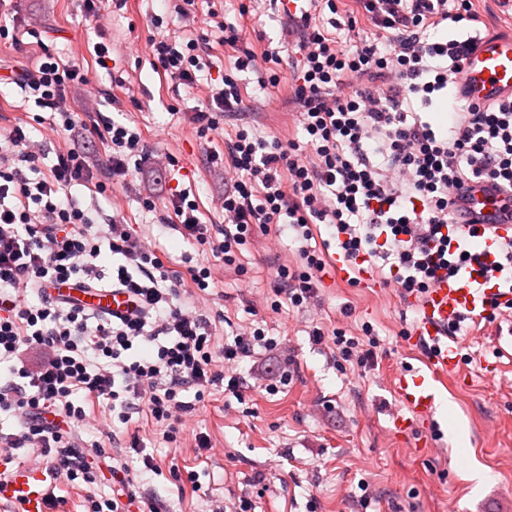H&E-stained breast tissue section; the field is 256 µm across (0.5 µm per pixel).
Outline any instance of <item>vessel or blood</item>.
Masks as SVG:
<instances>
[{"mask_svg": "<svg viewBox=\"0 0 512 512\" xmlns=\"http://www.w3.org/2000/svg\"><path fill=\"white\" fill-rule=\"evenodd\" d=\"M459 87L462 97L475 103L512 98V35L478 38L464 62ZM461 206L465 221L491 227V234L479 242L486 254H493L499 238L512 235V192L491 182L475 184L467 190ZM331 265L343 277L355 274L365 284L373 282L370 269L363 264L336 255ZM477 278L476 272L468 270L457 280L441 281L430 288L421 302L422 316L411 340L427 347L430 355L423 371H405L395 384L398 397L417 418L430 417L440 385L459 371L460 356L448 334L449 322L461 316L476 322L483 316L489 291L474 287ZM59 293L97 310L124 313L129 309L127 295L115 290L82 288L69 282L60 286ZM48 494L46 478L38 470L19 467L0 480V505L16 502L25 512H48Z\"/></svg>", "mask_w": 512, "mask_h": 512, "instance_id": "1", "label": "vessel or blood"}]
</instances>
